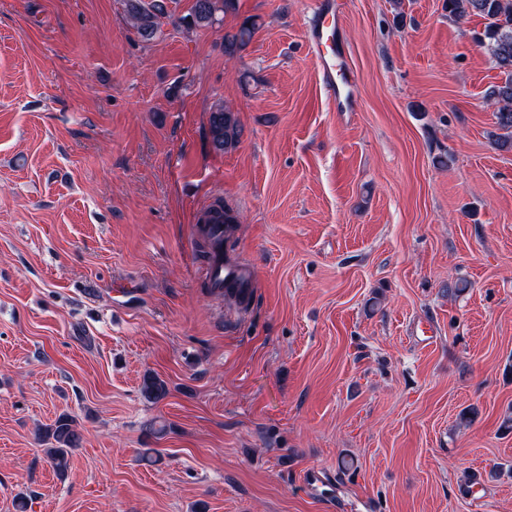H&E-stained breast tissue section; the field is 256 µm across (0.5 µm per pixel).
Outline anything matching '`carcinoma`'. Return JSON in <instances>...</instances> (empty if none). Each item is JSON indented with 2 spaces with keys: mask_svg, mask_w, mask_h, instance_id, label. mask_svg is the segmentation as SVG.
<instances>
[{
  "mask_svg": "<svg viewBox=\"0 0 512 512\" xmlns=\"http://www.w3.org/2000/svg\"><path fill=\"white\" fill-rule=\"evenodd\" d=\"M446 4L448 12L459 18L474 13L488 20L479 43L487 45L505 80L493 86L487 98L497 106V125L505 131L497 144L504 150L512 149V0H446ZM235 9L236 0H194L183 22L189 27H209L217 21L218 14ZM127 13L139 35L151 40L159 30L161 19L169 16L168 3L167 0H127ZM254 30L255 24L245 22L235 33L225 35L224 52L233 54L242 49L250 42ZM208 134L213 149L218 152L238 143L240 129L229 107L221 103L213 107ZM141 393L149 400L158 401L167 395L168 388L162 379L146 375ZM38 441L45 445L44 451L53 469L63 473L68 469L72 451L81 445L82 434L76 421L63 413L53 424L38 430Z\"/></svg>",
  "mask_w": 512,
  "mask_h": 512,
  "instance_id": "1",
  "label": "carcinoma"
}]
</instances>
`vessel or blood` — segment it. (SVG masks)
<instances>
[{
	"mask_svg": "<svg viewBox=\"0 0 512 512\" xmlns=\"http://www.w3.org/2000/svg\"><path fill=\"white\" fill-rule=\"evenodd\" d=\"M339 26L335 0H314L312 19L305 38L318 64L323 93L334 111L353 112L357 109V100L352 73L344 65L345 53L338 40ZM200 216L205 220L200 232L209 246L205 278L212 288L232 292L243 298L249 297L253 283L249 264L224 252L228 228L224 227L220 216L215 213L213 204L204 205Z\"/></svg>",
	"mask_w": 512,
	"mask_h": 512,
	"instance_id": "b4317fda",
	"label": "vessel or blood"
}]
</instances>
